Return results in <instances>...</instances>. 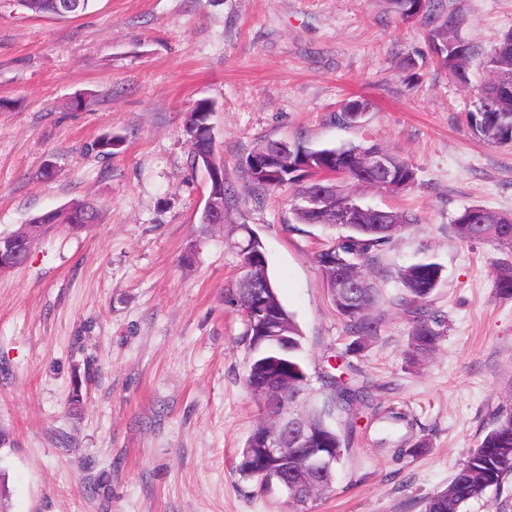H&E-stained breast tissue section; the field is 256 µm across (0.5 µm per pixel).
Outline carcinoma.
I'll return each mask as SVG.
<instances>
[{"mask_svg":"<svg viewBox=\"0 0 512 512\" xmlns=\"http://www.w3.org/2000/svg\"><path fill=\"white\" fill-rule=\"evenodd\" d=\"M93 0H21L23 6L37 15H77L86 11ZM387 12L396 19L407 21L415 12V0H380ZM421 17L429 26L428 49L431 59L461 87L476 93V109L466 114L467 127L483 140L496 145L512 144V85L509 93H500V78L512 79V28L504 32L498 42L485 48L477 42L467 40L468 54L447 49L448 38L461 39L458 33L448 35V23L461 28L464 15L457 8L449 9L443 0H424ZM375 150L383 154L388 175L396 178L390 182L386 176L369 169L364 163V154ZM319 154L330 160L327 167L336 170V198L328 209L317 216L302 209L303 197L314 195L325 189L324 181L313 177V173L298 167L299 155ZM245 187L254 193L268 192L281 184H298L297 203L293 206L294 219L299 224L337 225L336 211L343 201L354 202L362 188L385 190L394 185L404 190L414 185L415 170L403 157L377 145L348 144L340 147H325L305 150L300 145L286 146L282 165L275 175L256 178L247 165H242ZM98 220V209L90 203H79L71 207V214L44 213L32 219L34 224H46L52 230L61 224L71 229H81ZM408 223V217L391 211L384 224H377L368 213H361L353 224L344 228L348 234L325 245L315 254V264L323 279L332 281L335 268L327 265L331 256L352 254L359 265L358 273L363 287L333 288L330 300L343 322L349 339L344 359L358 355L380 336L385 321L386 275L380 264L381 247L389 244ZM239 239L234 242L239 251L240 267H251L245 277H239L230 294L229 303L241 310L250 308L254 292L264 293L267 308L275 310L288 327L286 338L269 336L256 342L257 320L246 315V340L251 353L246 382L260 414L272 416L276 413L275 392L288 395L301 391L302 381L308 379L302 356L303 336L292 314L282 304L268 272L267 255L256 259L252 250L246 248L249 227L236 226ZM455 238L462 244L483 242L500 250L512 252L508 236L512 235V214H506L482 206L464 209L453 220ZM442 279V266L423 259L401 268L397 280L401 288L398 305L412 317V330L408 355L417 361L435 351L445 331V317L430 307L432 293ZM493 287L497 296L512 299V261L499 262L493 271ZM323 399L320 402L304 399V419L307 427L320 436V447L341 460L348 450L347 443L328 423V416L335 409L345 411L367 409L377 414L371 389L367 385H355L341 375L328 371L321 375ZM512 475V410L503 411L495 418L484 438L471 450L466 461L455 472L448 486L437 490L424 500V512H464L473 499L485 494L492 487H499ZM288 480L293 488L288 491L289 512H306L305 504L322 497L325 488L334 482V470L310 475L305 466V456L300 454L288 461Z\"/></svg>","mask_w":512,"mask_h":512,"instance_id":"1","label":"carcinoma"}]
</instances>
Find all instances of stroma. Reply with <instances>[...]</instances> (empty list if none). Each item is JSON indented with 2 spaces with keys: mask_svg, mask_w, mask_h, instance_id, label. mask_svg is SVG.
<instances>
[{
  "mask_svg": "<svg viewBox=\"0 0 512 512\" xmlns=\"http://www.w3.org/2000/svg\"><path fill=\"white\" fill-rule=\"evenodd\" d=\"M449 4L465 37L492 45L512 28V0ZM427 31L377 0H94L67 18L0 0V235L47 211L99 209L0 272V512H288L285 491L236 469L258 409L245 318L227 301L241 272L231 229L264 245L311 395L346 343L313 261L341 231L296 223V185L243 190L260 139L376 144L416 172L411 189L360 193L411 221L380 253L381 335L350 359L382 410L409 420L334 411L353 439L310 512H422L447 487L512 408V299L490 278L504 254L452 228L467 207L512 213V145L468 129L476 99L445 70L398 68L425 52ZM201 98L215 103L224 182L238 192L221 227L202 223L208 176L188 162ZM351 99L368 105L355 124L336 118ZM105 136L121 141L109 160L90 150ZM421 258L443 267L431 308L447 331L413 362L397 273ZM421 437L429 449L410 455Z\"/></svg>",
  "mask_w": 512,
  "mask_h": 512,
  "instance_id": "1",
  "label": "stroma"
}]
</instances>
